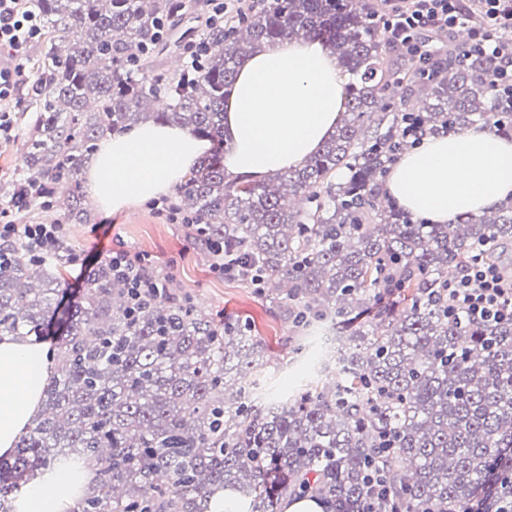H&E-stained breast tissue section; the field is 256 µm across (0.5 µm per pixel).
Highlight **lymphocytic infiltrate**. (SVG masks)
Returning a JSON list of instances; mask_svg holds the SVG:
<instances>
[{
  "label": "lymphocytic infiltrate",
  "instance_id": "f902f5d3",
  "mask_svg": "<svg viewBox=\"0 0 512 512\" xmlns=\"http://www.w3.org/2000/svg\"><path fill=\"white\" fill-rule=\"evenodd\" d=\"M24 2L0 0V54L9 58L7 65H0V137L6 138L13 130V102L30 86L28 50L41 32L39 17ZM380 7L385 34L410 57L421 62L432 58L428 33L444 37L464 28L469 32L468 53L493 61L494 88H512V0H380ZM35 199L19 189L11 204L0 209V242L20 237L39 258L80 264V256L65 249L59 225L20 223ZM497 248L495 240L479 241L461 275L449 280L448 300L455 316L477 323L512 322V273L494 260ZM105 262L113 277L126 280L134 303L165 294L163 278L153 273L145 257L113 251Z\"/></svg>",
  "mask_w": 512,
  "mask_h": 512
}]
</instances>
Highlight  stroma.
<instances>
[{
  "label": "stroma",
  "mask_w": 512,
  "mask_h": 512,
  "mask_svg": "<svg viewBox=\"0 0 512 512\" xmlns=\"http://www.w3.org/2000/svg\"><path fill=\"white\" fill-rule=\"evenodd\" d=\"M36 111L33 96L23 94L12 136L9 142L0 143V185L24 175L21 148ZM63 233L68 248L88 259L113 249L151 256L170 293L189 296L216 320L231 316L250 320L255 335L265 340L271 358L265 397L276 400L290 395L304 376L302 357L293 354L285 343L294 330L280 319L276 305L259 298L252 289L213 273L201 247L186 241L182 225L170 223L150 203H133L115 214L91 207L86 223L64 224Z\"/></svg>",
  "instance_id": "obj_1"
}]
</instances>
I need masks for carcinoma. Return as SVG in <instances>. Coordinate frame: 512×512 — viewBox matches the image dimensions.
<instances>
[{
	"instance_id": "carcinoma-1",
	"label": "carcinoma",
	"mask_w": 512,
	"mask_h": 512,
	"mask_svg": "<svg viewBox=\"0 0 512 512\" xmlns=\"http://www.w3.org/2000/svg\"><path fill=\"white\" fill-rule=\"evenodd\" d=\"M206 0H30L43 23L24 180L69 184L65 219L87 222L77 175L96 143L145 121L213 142L176 187L186 233L241 257L236 281L277 304L314 377L283 401L258 403L265 341L248 321L223 323L172 294L131 309L106 264L79 300L20 239L0 244V336L42 340L53 321L54 372L38 416L0 458V512L59 468L93 478L73 512H208L219 491L250 512H283L313 497L329 512H463L481 491L512 512V322L450 315L448 269L478 241L512 254V203L431 224L385 203L379 181L426 135L480 122L512 138V112L493 93V64L448 57L418 63L384 38L362 0H260L209 24L195 62L154 65ZM319 39L351 76L336 132L294 169L228 183L226 88L264 45ZM342 170L345 177L335 180ZM338 336L339 380L322 381L316 329ZM384 468V490L370 485Z\"/></svg>"
}]
</instances>
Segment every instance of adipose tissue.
<instances>
[{"label": "adipose tissue", "instance_id": "adipose-tissue-1", "mask_svg": "<svg viewBox=\"0 0 512 512\" xmlns=\"http://www.w3.org/2000/svg\"><path fill=\"white\" fill-rule=\"evenodd\" d=\"M348 76L321 42H283L257 52L240 71L224 116L232 149L224 167L260 179L314 154L345 110ZM186 130L153 123L108 135L85 172L106 212L175 187L208 150ZM384 190L434 224L512 201V139L477 125L425 139L384 176ZM42 342L0 340V457L13 452L38 411L49 376ZM80 490L67 474L32 481L19 512H73Z\"/></svg>", "mask_w": 512, "mask_h": 512}]
</instances>
